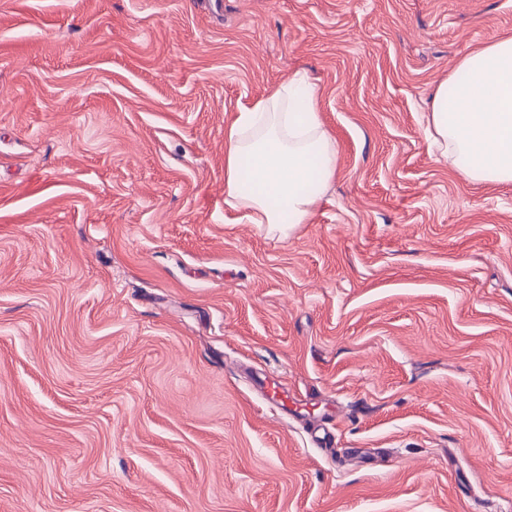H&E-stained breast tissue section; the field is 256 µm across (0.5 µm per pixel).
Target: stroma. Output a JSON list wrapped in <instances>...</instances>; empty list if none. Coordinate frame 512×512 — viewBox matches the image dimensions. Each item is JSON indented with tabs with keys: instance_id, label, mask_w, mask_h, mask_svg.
<instances>
[{
	"instance_id": "obj_1",
	"label": "stroma",
	"mask_w": 512,
	"mask_h": 512,
	"mask_svg": "<svg viewBox=\"0 0 512 512\" xmlns=\"http://www.w3.org/2000/svg\"><path fill=\"white\" fill-rule=\"evenodd\" d=\"M504 35L512 0H0V512H512V184L424 134ZM296 71L336 175L288 236L225 223L224 123Z\"/></svg>"
}]
</instances>
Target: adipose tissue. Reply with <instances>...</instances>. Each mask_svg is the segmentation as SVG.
<instances>
[{"label":"adipose tissue","instance_id":"adipose-tissue-1","mask_svg":"<svg viewBox=\"0 0 512 512\" xmlns=\"http://www.w3.org/2000/svg\"><path fill=\"white\" fill-rule=\"evenodd\" d=\"M465 80L440 85L426 133L441 159L477 182H512V37L465 56ZM318 91L295 72L224 126V221L287 232L310 223L336 175L337 148L317 107ZM252 165V191L242 166Z\"/></svg>","mask_w":512,"mask_h":512}]
</instances>
